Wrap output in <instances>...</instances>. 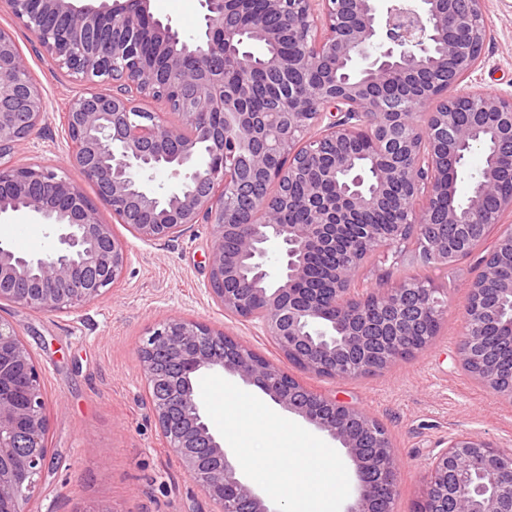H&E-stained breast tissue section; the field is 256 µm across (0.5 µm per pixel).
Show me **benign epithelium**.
<instances>
[{
	"instance_id": "7a95c632",
	"label": "benign epithelium",
	"mask_w": 512,
	"mask_h": 512,
	"mask_svg": "<svg viewBox=\"0 0 512 512\" xmlns=\"http://www.w3.org/2000/svg\"><path fill=\"white\" fill-rule=\"evenodd\" d=\"M11 16L39 49L83 83L64 112L70 163L95 188L92 199L63 172L14 161L16 148L38 135L46 101L12 34L0 28V215L30 214L52 227L55 246L45 255H17L0 245V302L45 313L72 312L107 294L128 263L126 242L112 224L144 241L177 238L194 224L210 226L208 291L224 313L256 321L295 368L337 381L384 372L423 351L438 336L448 293L405 278L385 290L358 287L373 255L399 258L407 238L420 242L414 260L450 268L483 244L504 213L512 214V184L494 165L484 167L466 199L458 172L471 141L490 135L494 154L512 157V97L461 90L481 61L486 27L479 0H391L378 13L373 0H263V9L239 20L238 0H201L204 38L192 43L150 12V0H4ZM146 31L161 65L142 58L138 32ZM466 30L469 38H448ZM282 45L260 71L273 76L321 73L308 95L288 87L272 112L248 107L253 83L224 89V68L251 57L247 40ZM424 71L430 84L417 97L385 93L399 72ZM198 92L182 125L137 106L141 97L168 105L186 86ZM432 104L424 123L417 110ZM334 119L318 134L325 110ZM369 144L372 182L355 170L347 145ZM208 144L201 159L199 146ZM175 179L168 191L149 186L158 172ZM307 172L302 193L288 205L308 210L309 224H278L273 195ZM336 186V196L322 184ZM401 185L403 224L391 235L374 226L345 240V225L359 208L382 201ZM497 198L493 219L483 200ZM112 213L104 222L99 204ZM232 236L237 249H224ZM282 260L266 267L269 244ZM343 247L357 261L331 268L328 288L313 298L303 288V255ZM468 283L465 330L459 344L464 372L512 404V372L485 360L487 315L483 286L501 265L512 266V230L499 232ZM509 310L499 319L512 329V281L500 284ZM261 295L263 305L253 300ZM166 354L193 372L222 371L259 388L271 402L337 441L352 462L355 482L345 512H378L395 500L401 461L384 427L331 395L314 392L251 348L203 323L173 316L158 322L139 346L150 405L166 447L215 505V512H273L240 477L213 431L190 381L160 369ZM0 512L27 506L48 454L46 398L36 362L16 327L0 318ZM512 512V449L461 432L427 463L415 512Z\"/></svg>"
}]
</instances>
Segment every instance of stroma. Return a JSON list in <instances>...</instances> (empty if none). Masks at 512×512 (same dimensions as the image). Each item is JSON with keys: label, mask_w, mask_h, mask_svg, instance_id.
<instances>
[{"label": "stroma", "mask_w": 512, "mask_h": 512, "mask_svg": "<svg viewBox=\"0 0 512 512\" xmlns=\"http://www.w3.org/2000/svg\"><path fill=\"white\" fill-rule=\"evenodd\" d=\"M487 42L481 62L462 86L512 97V0H480ZM155 18L187 39L203 33L200 0H151ZM0 28L9 30L41 84L47 109L40 136L15 152L20 164L65 169L86 194L93 185L70 166L62 114L81 84L34 43L33 36L0 2ZM122 280L101 299L70 313H42L0 304L32 352L46 396L48 464L30 512H212L205 497L168 451L150 409L138 347L153 325L179 316L221 329L265 359L283 364L275 344L255 322L224 314L207 290L209 225L195 224L171 242L129 237ZM0 243L25 254L51 251L54 234L36 217H0ZM478 248L451 268L406 261L396 266L367 261L361 278L368 288H389L417 276L448 291V316L434 343L388 371L338 382L297 372L306 387L365 411L386 430L402 467L394 512H413L423 489L426 463L468 431L512 449V405L471 380L458 359L464 330L467 285L480 272Z\"/></svg>", "instance_id": "obj_1"}]
</instances>
